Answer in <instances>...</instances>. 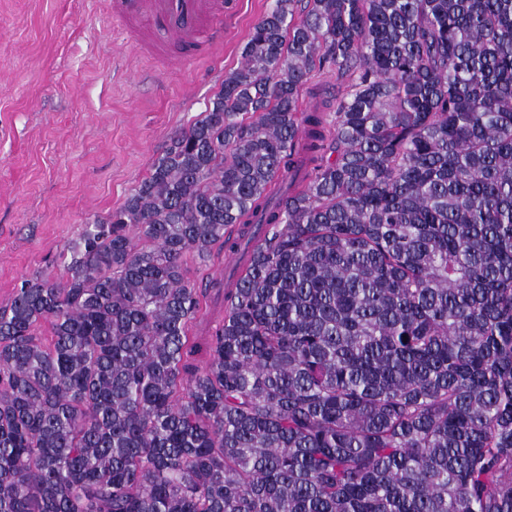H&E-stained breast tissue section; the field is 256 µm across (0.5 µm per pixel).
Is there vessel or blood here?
Here are the masks:
<instances>
[{
	"instance_id": "1",
	"label": "vessel or blood",
	"mask_w": 512,
	"mask_h": 512,
	"mask_svg": "<svg viewBox=\"0 0 512 512\" xmlns=\"http://www.w3.org/2000/svg\"><path fill=\"white\" fill-rule=\"evenodd\" d=\"M110 7L127 43L167 67L177 61L173 48L193 56L223 36V22L233 12L232 0H111Z\"/></svg>"
}]
</instances>
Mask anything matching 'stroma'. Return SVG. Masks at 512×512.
<instances>
[{"label":"stroma","mask_w":512,"mask_h":512,"mask_svg":"<svg viewBox=\"0 0 512 512\" xmlns=\"http://www.w3.org/2000/svg\"><path fill=\"white\" fill-rule=\"evenodd\" d=\"M275 0H239L185 67L133 52L109 0H0V308L22 280H65L62 251L120 207L239 68Z\"/></svg>","instance_id":"1"}]
</instances>
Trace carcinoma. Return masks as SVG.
<instances>
[{"mask_svg":"<svg viewBox=\"0 0 512 512\" xmlns=\"http://www.w3.org/2000/svg\"><path fill=\"white\" fill-rule=\"evenodd\" d=\"M243 56L0 309V512H512V0H276ZM217 247L214 248V256L207 266H199L193 261L191 256L187 257V277L191 282L200 283L202 278L205 280L221 281L229 277L227 273L224 276V257L226 253L221 251L217 253ZM222 273V276H221ZM221 279V280H220Z\"/></svg>","mask_w":512,"mask_h":512,"instance_id":"carcinoma-1","label":"carcinoma"}]
</instances>
